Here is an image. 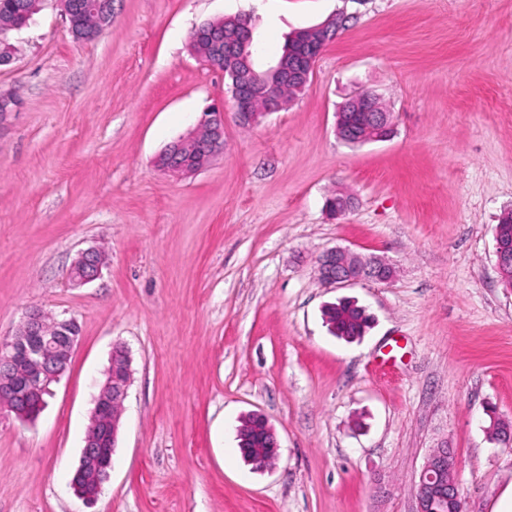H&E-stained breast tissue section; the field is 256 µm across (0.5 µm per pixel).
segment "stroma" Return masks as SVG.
I'll return each mask as SVG.
<instances>
[{
    "instance_id": "obj_1",
    "label": "stroma",
    "mask_w": 512,
    "mask_h": 512,
    "mask_svg": "<svg viewBox=\"0 0 512 512\" xmlns=\"http://www.w3.org/2000/svg\"><path fill=\"white\" fill-rule=\"evenodd\" d=\"M250 16L257 66L294 32L346 16L303 93L244 128L224 77L190 51L201 24ZM0 66V339L33 308L82 340L32 421L0 412V512H415L424 462L447 441L463 512L512 485V288L496 226L512 208V0H112V25L73 38L44 0ZM379 95L394 129L349 145L336 110ZM224 107V153L188 176L156 159ZM356 199L331 218L326 200ZM346 246L398 270L322 285ZM107 257L79 288L81 251ZM368 307L359 341L323 319ZM132 383L114 467L94 504L71 480L112 349ZM276 429L253 470L237 430ZM257 419L258 424L261 426L265 432V436L268 438V447L271 449V452L268 453L264 458H261L259 460L250 459L249 461L252 463V465L256 469L264 470V469H271L278 457H279V441L278 437L275 431V428L272 426V424L269 422V420L260 413H253Z\"/></svg>"
}]
</instances>
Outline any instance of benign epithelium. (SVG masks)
<instances>
[{
  "label": "benign epithelium",
  "instance_id": "7a95c632",
  "mask_svg": "<svg viewBox=\"0 0 512 512\" xmlns=\"http://www.w3.org/2000/svg\"><path fill=\"white\" fill-rule=\"evenodd\" d=\"M61 10L75 39L92 41L112 25V5L108 0H61ZM91 12L97 18L92 31L74 28L76 12ZM342 26L339 17H331L323 24L301 30L294 35L296 49L280 57L267 72L283 83L304 87L310 80L314 66L324 48L336 37ZM21 29L15 21L0 17V65H8L15 54L11 52L9 34ZM252 38L224 34V45L213 51L212 63L223 65L221 73L228 80V92L235 103L238 124L251 126L271 112L285 107L284 99L275 95L274 85L258 73L251 61ZM393 130L391 113L383 110L378 96L370 90H361L348 98L336 112V133L354 144L382 141ZM224 152V112L213 110L203 114L196 131L169 146L158 158V167L164 171L192 173L206 167ZM496 264L500 278L512 276V257L503 248L496 249ZM104 257L90 249L80 253L70 271L75 286L85 285L101 275ZM318 276L325 285H347L364 280L389 282L394 277L392 265L377 257H365L348 248L335 247L318 258ZM81 339V331L73 318L57 319L41 310L29 311L16 332L0 341V400L27 397L30 404L22 416L35 419L43 408L42 395L51 391L65 373L74 348ZM131 383L130 357L121 347L112 350V361L106 380L94 398L93 414L87 429L80 456V468L92 469L109 478L116 450L123 403ZM258 424L268 438L271 452L259 460H251L260 470L272 468L279 457V441L275 428L262 414H256ZM457 458L444 440L430 452L419 475L416 498L418 512H433L437 498L443 494L459 499L454 474ZM75 494L86 504L96 502L102 483L83 485L74 477Z\"/></svg>",
  "mask_w": 512,
  "mask_h": 512
}]
</instances>
